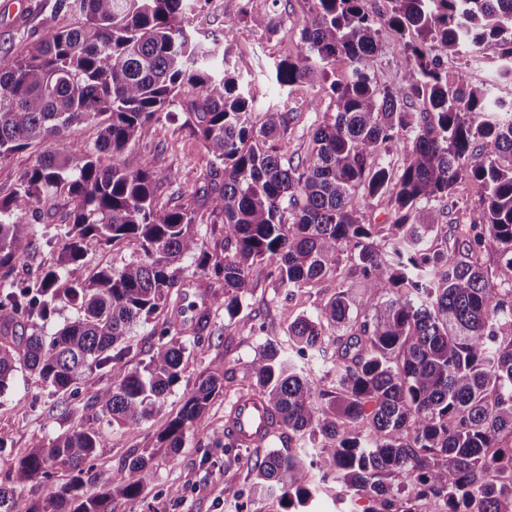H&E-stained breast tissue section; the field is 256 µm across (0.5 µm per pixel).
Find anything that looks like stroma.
<instances>
[{
	"mask_svg": "<svg viewBox=\"0 0 512 512\" xmlns=\"http://www.w3.org/2000/svg\"><path fill=\"white\" fill-rule=\"evenodd\" d=\"M309 7L310 0H205L189 21L197 35L220 36L225 18L238 19L229 48L230 65L247 83L256 110L279 105L293 112V123L277 136L275 144L280 153L295 160L306 156L315 126L335 110L319 83L281 89L274 80V63L301 50L302 22ZM253 15L269 18L270 29L253 27L249 21ZM72 21V16L58 12L55 0H23L15 7L0 0V54L32 47L56 27ZM499 54V47L489 43L473 58L449 59L445 65L449 74L466 71L471 84L492 86L495 96L510 100L512 82L495 79ZM101 160L107 164L114 159L105 154ZM209 160L183 108L175 105L145 126L135 143L114 161L129 170L162 162L176 180L161 186L160 200L181 207L192 204L206 181ZM335 291L336 280L331 276L308 288H287L278 285L268 267L255 265L239 317L231 320L223 311L213 313L209 336L202 345L188 349L181 380L172 387L164 412L135 433L116 426L103 428V441L110 453L94 465L99 482L110 481L113 471L134 452L149 457L155 472L153 482L139 497L116 498V512H292L274 495L250 500L252 475L247 461L225 462L223 449L215 445L230 403L245 390L241 379L225 381L222 394L215 398L202 424L186 435L178 452L159 447L156 435L168 417L178 412L201 375L214 369L240 368L254 358L260 344L285 340L295 316L316 314ZM116 376L113 370L95 372L82 382L78 398L61 408L35 377L17 373L0 396V433L9 438L8 449L0 452V470L7 469L18 454L47 446L59 433L78 425L86 414V403Z\"/></svg>",
	"mask_w": 512,
	"mask_h": 512,
	"instance_id": "stroma-1",
	"label": "stroma"
}]
</instances>
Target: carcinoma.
I'll return each mask as SVG.
<instances>
[{"label": "carcinoma", "mask_w": 512, "mask_h": 512, "mask_svg": "<svg viewBox=\"0 0 512 512\" xmlns=\"http://www.w3.org/2000/svg\"><path fill=\"white\" fill-rule=\"evenodd\" d=\"M198 2L57 0L75 23L0 55V162L46 146L0 198V315L47 321L76 309L50 336H0V395L23 369L68 403L81 380L125 362L135 328L165 312L143 367L124 369L86 404L92 414L0 476V512H113L114 494H141L154 477L143 456L112 473L108 488L89 490L94 462L110 453L103 426L133 432L164 411L187 342L202 340L212 307L239 315L257 264L290 288L329 274L339 284L316 315L288 324L286 344L260 345L240 369L285 444L250 459L255 495L279 492L303 507L334 482L368 500L363 512H512V442L503 443L512 437V102L471 86L463 71L448 81L444 67L493 42L502 46L498 75L512 80V0H390L389 47L363 0H310L302 51L276 64L275 81L321 80L336 110L288 165L268 142L291 113L252 116L227 51L189 30ZM385 49L399 80L381 86L368 66ZM336 61L345 73L331 80ZM415 99L420 112L409 111ZM181 100L211 156L210 180L197 191L202 205L170 209L157 201L171 180L160 166L128 171L100 154L121 155ZM80 125L99 127L94 146L75 141ZM63 139L73 150L61 159L52 145ZM398 150L404 165L378 161ZM463 180L478 188L479 222L442 236L447 213L433 203ZM50 196L72 204L69 222L38 231L35 205ZM355 198L387 199L390 223L363 222ZM218 218L222 257L201 250L195 230ZM116 243L136 255L118 269L86 268L90 252ZM55 245L58 267L9 280L18 263ZM488 247L499 258L494 278L480 264ZM190 256L201 303L186 306L174 264ZM225 376L202 379L158 442L177 452ZM304 436L307 460L290 452ZM60 469L68 478L46 498L20 493ZM396 474L408 484L393 485Z\"/></svg>", "instance_id": "1"}]
</instances>
